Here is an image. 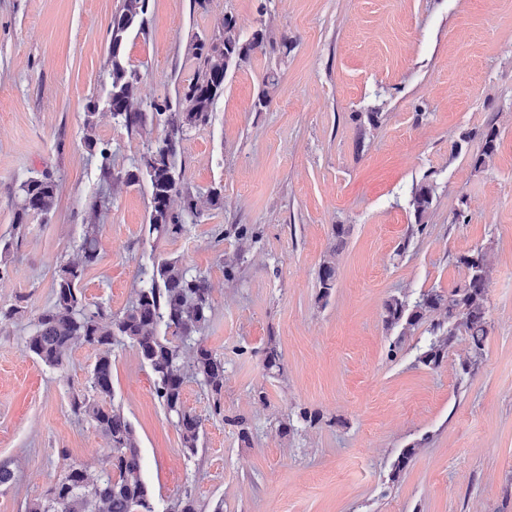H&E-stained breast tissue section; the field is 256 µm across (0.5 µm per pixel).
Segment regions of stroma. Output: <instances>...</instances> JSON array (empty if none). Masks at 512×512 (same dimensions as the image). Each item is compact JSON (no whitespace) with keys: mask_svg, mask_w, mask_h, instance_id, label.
Returning a JSON list of instances; mask_svg holds the SVG:
<instances>
[{"mask_svg":"<svg viewBox=\"0 0 512 512\" xmlns=\"http://www.w3.org/2000/svg\"><path fill=\"white\" fill-rule=\"evenodd\" d=\"M121 3L0 0V242L12 245L0 307L22 310L0 325V463L15 475L0 512H25L69 466H108V439L71 410L94 395L96 349L76 344L57 368L26 349L87 224L101 242L81 284L88 305L123 312L138 268L163 259L211 283L203 336L224 360V389L184 386L202 420L197 453L182 447L137 349L112 347L113 403L157 508L187 495L198 512H512V0H150L146 29L124 49L140 111L194 79L191 46L220 36L225 16L243 39L266 33L263 51L228 72L208 123L180 143L173 206L188 195L197 214L176 238L150 233L148 185L124 179L162 127L117 124L105 104ZM271 72L278 84L257 108ZM93 101L96 139L112 152L107 179L84 142ZM485 126L498 144L477 171L480 141L460 138ZM42 174L57 184L55 207L15 234L20 185ZM421 182L435 198L420 219L410 191ZM460 210L468 223H455ZM484 246L483 354L472 358L460 332L427 367L418 356L442 312L405 330L386 326L384 305L450 292L465 279L459 257ZM329 256L337 277L325 295L317 272ZM270 346L281 369L262 365ZM303 409L323 422H296Z\"/></svg>","mask_w":512,"mask_h":512,"instance_id":"obj_1","label":"stroma"}]
</instances>
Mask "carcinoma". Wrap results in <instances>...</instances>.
<instances>
[{
	"instance_id": "1",
	"label": "carcinoma",
	"mask_w": 512,
	"mask_h": 512,
	"mask_svg": "<svg viewBox=\"0 0 512 512\" xmlns=\"http://www.w3.org/2000/svg\"><path fill=\"white\" fill-rule=\"evenodd\" d=\"M149 0H122L120 10L110 24L112 70L109 73L108 103L112 119L128 128L155 120L165 127L164 136L152 142L139 162L126 171L125 181L137 185L145 180L151 195L149 231L159 236L179 235L186 230V218L196 214L195 200L186 196L183 208H171L173 195L180 193L174 158L184 132L208 122L216 98L224 92L228 71L247 61L263 49L266 35L261 30L248 40L241 38L233 16H224V30L216 38L203 39L193 45V54L202 67L197 77L172 99L159 97L150 102L149 112L132 111L130 105L138 93V76L122 62V50L128 33L144 28ZM94 113L85 119L84 141L88 148L97 146L94 136ZM477 138L481 150L471 156L477 171L485 167L486 158L496 150L498 132L487 126L462 135L467 142ZM99 147V146H97ZM103 177L111 175V152L99 147ZM22 194L14 227L22 229L34 216L47 218L56 202L57 185L48 175L30 177L20 185ZM435 195L432 184L421 182L412 187L411 205L418 218L431 209ZM98 225L88 224L79 245L78 261L59 270L54 284L52 306L40 313L28 337L26 349L50 367H60L76 342L82 341L98 350L91 372L96 398L75 400L72 412L85 417L109 440L110 468L91 476L81 466H72L47 494L26 504V512H156L153 497L141 476L142 458L135 432L120 409L107 403L112 396V345L126 339L136 347L155 375L154 392L169 416L175 419L182 447H198L201 419L186 410L182 391L188 378L215 395L224 388V359L209 349L202 338L212 312V293L206 275L184 268L175 259H163L136 273L140 287L131 306L114 315L103 306L89 308L83 300L80 283L85 271L98 262L100 241ZM466 269L464 283L447 294L428 292L408 306L398 298L385 303L384 322L389 326L405 323L413 326L432 310H444V320L433 324L431 338L419 361L438 367L461 329L468 338L473 357L482 355L488 332V273L490 251L477 249L459 258ZM324 293L336 281V265L326 259L318 271ZM172 330V336L161 329ZM191 349L193 360L185 364L183 351Z\"/></svg>"
}]
</instances>
